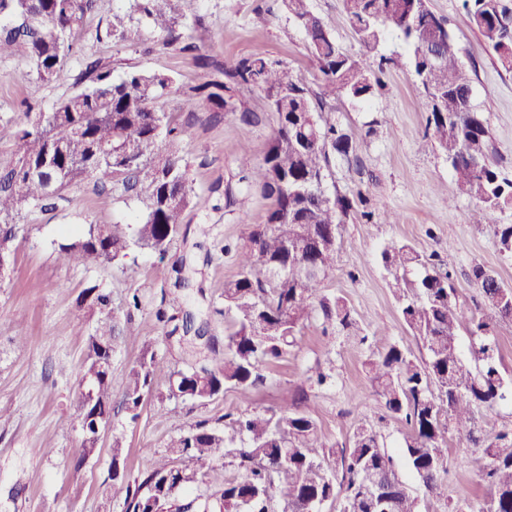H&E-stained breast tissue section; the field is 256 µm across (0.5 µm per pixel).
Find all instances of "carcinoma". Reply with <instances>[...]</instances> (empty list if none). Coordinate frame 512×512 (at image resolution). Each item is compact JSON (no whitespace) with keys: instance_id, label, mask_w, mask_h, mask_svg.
Masks as SVG:
<instances>
[{"instance_id":"1","label":"carcinoma","mask_w":512,"mask_h":512,"mask_svg":"<svg viewBox=\"0 0 512 512\" xmlns=\"http://www.w3.org/2000/svg\"><path fill=\"white\" fill-rule=\"evenodd\" d=\"M95 2L0 0V22H14L0 28V56L30 60L43 80L69 79L72 35ZM129 2L128 13L113 15L108 36L124 39L133 16L146 19L164 46L195 54L211 71L212 79L183 91L187 98H202L216 112H234L233 92L251 86L264 92L275 119L267 149L248 176L272 200L267 223L251 232L249 245L238 255L236 277L224 284V314L238 329L225 337L221 349L206 327H195L193 314H184L172 332L194 333L198 364L168 376L170 396L206 401L232 390L249 402L265 381L259 366L283 360L309 322L358 328L343 300L322 295L343 224L356 212L370 216L362 193L331 196L324 188L334 159L361 170L357 146L332 102L374 95L380 77L367 60L379 59L380 69L393 62L381 54L391 34L403 40L410 73L423 86L434 143L445 152L458 188L478 202L472 223L496 224L502 250L512 253V224L496 223L497 212L512 207V179L493 161L488 127L472 105L471 78L445 21L426 0H343L361 58L340 49L310 0H275L304 31L322 73L315 102L301 77L263 51L231 65L203 53L183 28L197 0ZM463 7L484 43L512 70V10L500 0H463ZM74 85L78 89L29 123L0 122V141H13L18 148L16 161L0 170V247L23 230L14 223L22 209L45 210L72 183L92 179L127 193L145 190V215L133 227L89 228L84 237L60 245L63 261L90 268L124 258L134 248L165 252L180 233L185 211L206 206L193 194L177 151L154 152L158 140L172 144L193 126L189 119L172 122L158 106L176 90L175 79L142 70L115 79L108 64L89 59ZM380 260L391 274L388 286L403 321L427 350V359L416 362L404 347L391 343L367 363L374 394L410 427L404 441L407 466L425 493L441 494L448 441L456 436L478 453L481 480L489 486L474 512H512V429H486L476 421L480 409L512 391V377L496 363L492 335L495 322L512 320V289L481 267L472 271L487 309L469 320L470 335L479 339L472 349L481 362L477 366L460 350L464 315L441 260L397 239L383 244ZM78 302L103 314L89 337L88 388L79 403L86 458L97 448V428L112 414L109 361L123 329L106 313L110 298L97 286L84 288ZM158 388L154 355L146 352L125 381L122 408L130 421L140 417L144 401ZM306 401L301 391L277 412H244L213 427L197 424L173 438L168 453L133 479L116 442L108 475L112 497L122 500L123 512H320L338 498L342 512H369L365 492L370 477L380 473L395 489L391 512H417L381 435L361 420L349 444L328 449L302 410Z\"/></svg>"}]
</instances>
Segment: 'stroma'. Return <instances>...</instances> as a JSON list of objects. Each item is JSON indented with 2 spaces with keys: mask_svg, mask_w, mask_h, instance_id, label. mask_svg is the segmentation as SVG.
I'll return each mask as SVG.
<instances>
[{
  "mask_svg": "<svg viewBox=\"0 0 512 512\" xmlns=\"http://www.w3.org/2000/svg\"><path fill=\"white\" fill-rule=\"evenodd\" d=\"M311 6L345 53L361 55L343 0H311ZM429 6L446 20L471 72L472 104L496 146L499 169L512 179V72L484 46L461 0H429ZM128 10L129 0H96L74 36L68 68L75 75L86 59L99 58L117 78L131 69L174 76L179 90L162 100L161 107L178 122L191 112L197 117L178 152L193 193L207 205L186 212L185 230L165 254L136 248L119 262L89 269L65 264L60 245L93 225L137 224L145 214V196L103 190L84 180L68 188L53 209L22 211L19 221L25 232L13 245L12 267L0 275V512H122L108 480L114 445H121L127 469L135 475L150 467L153 452L163 451L172 437L246 407L227 390L204 402L151 396L134 422L121 408L125 375L143 351L154 353L163 376L187 369L192 361L190 342L170 336L171 326L158 319V311L193 313L220 341L233 331L231 317L223 313L224 284L236 276L237 253L253 227L266 221L270 202L249 188L246 178L275 128L264 93L253 87L238 89L233 113L216 114L205 102L187 99L184 89L206 81V70L193 54L159 44L146 21L130 22L129 40L107 37L112 15ZM186 30L203 53L219 61L230 63L260 49L303 78L311 92L320 90L321 74L307 51L305 34L275 0H199ZM382 80V89L367 101L336 102L358 145L363 170L358 173L339 162L325 180L327 192L363 193L373 212L371 219L354 215L343 225L336 267L323 285L324 295L346 302L362 332L349 336L324 331L318 320L307 324L285 359L263 367L265 382L251 406L275 410L306 389L304 410L326 445L347 442L359 420H369L394 453L402 480L418 500V512H469L484 493L474 448L453 442L444 495L424 494L403 462L408 426L400 415L384 410L372 393L365 363L388 344L404 345L416 360L425 355L390 293L379 251L386 241L402 239L424 254L438 255L467 315L484 308L472 269L483 267L512 286V254L502 252L496 224L470 223L477 202L459 191L445 154L428 138L422 92L410 72L394 67ZM73 89L71 79L43 81L29 60L0 57L2 120L26 124L24 102L47 110ZM244 112L256 113V120L241 121ZM178 267L188 287L176 286ZM91 284L109 295L114 315L128 319L133 335L112 358L114 411L96 452L86 458L77 405L94 322L77 298ZM134 295L140 307L131 312L126 303ZM20 329L28 334L22 345L14 340ZM61 364L67 365L66 374L58 373ZM316 369L326 373L327 381L308 386L305 373Z\"/></svg>",
  "mask_w": 512,
  "mask_h": 512,
  "instance_id": "35a3bbf8",
  "label": "stroma"
}]
</instances>
